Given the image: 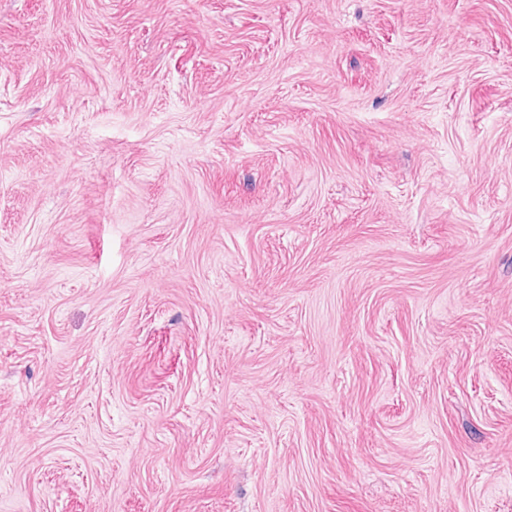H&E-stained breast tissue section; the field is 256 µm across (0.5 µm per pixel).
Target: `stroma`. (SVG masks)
<instances>
[{"instance_id": "35a3bbf8", "label": "stroma", "mask_w": 512, "mask_h": 512, "mask_svg": "<svg viewBox=\"0 0 512 512\" xmlns=\"http://www.w3.org/2000/svg\"><path fill=\"white\" fill-rule=\"evenodd\" d=\"M0 512H512V0H0Z\"/></svg>"}]
</instances>
